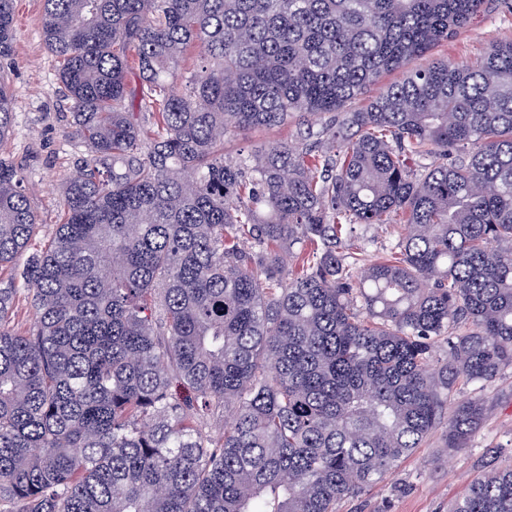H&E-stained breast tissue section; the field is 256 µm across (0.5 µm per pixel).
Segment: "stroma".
<instances>
[{
  "mask_svg": "<svg viewBox=\"0 0 512 512\" xmlns=\"http://www.w3.org/2000/svg\"><path fill=\"white\" fill-rule=\"evenodd\" d=\"M42 11L43 0L15 2L13 49L0 59V69L9 77L15 110L11 134L0 143V155L21 172L41 235L47 238L62 218V182L89 153L70 134L69 103L57 80V60L43 39ZM501 40H512V8L503 0H490L485 13L470 26L416 58L415 63L422 66L442 60L466 64ZM482 396L488 407L487 419L469 447L447 449L441 431H434L397 473L361 496L342 501L337 512H448L483 465H511L512 368H505L487 383Z\"/></svg>",
  "mask_w": 512,
  "mask_h": 512,
  "instance_id": "35a3bbf8",
  "label": "stroma"
}]
</instances>
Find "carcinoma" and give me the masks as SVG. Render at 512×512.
Wrapping results in <instances>:
<instances>
[{
  "mask_svg": "<svg viewBox=\"0 0 512 512\" xmlns=\"http://www.w3.org/2000/svg\"><path fill=\"white\" fill-rule=\"evenodd\" d=\"M487 2L44 0L91 158L45 239L0 158V512H336L439 427L469 446L457 381L512 367V41L408 65ZM13 108L0 73V142ZM401 222L363 263L354 225ZM450 512H512V467ZM298 133L299 126L297 123L291 122L288 123V126L269 131L255 132L247 137L231 135L224 145V152L232 156H235L237 152L246 154L250 150L257 149L263 142L268 140L295 142L298 139ZM34 318V311L23 292H21L16 298L10 325L16 332L22 333L30 327Z\"/></svg>",
  "mask_w": 512,
  "mask_h": 512,
  "instance_id": "obj_1",
  "label": "carcinoma"
}]
</instances>
